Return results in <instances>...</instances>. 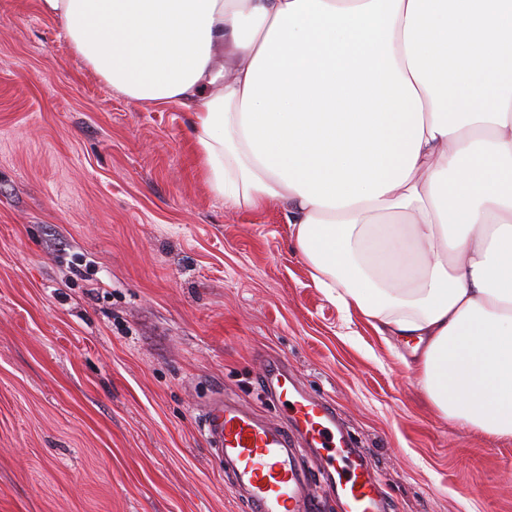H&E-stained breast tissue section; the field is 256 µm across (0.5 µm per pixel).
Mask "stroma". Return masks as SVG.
Masks as SVG:
<instances>
[{
  "label": "stroma",
  "instance_id": "35a3bbf8",
  "mask_svg": "<svg viewBox=\"0 0 512 512\" xmlns=\"http://www.w3.org/2000/svg\"><path fill=\"white\" fill-rule=\"evenodd\" d=\"M188 116L111 90L36 0H0V512H244L217 393L285 360L370 456L385 512H512V441L445 419L316 288L277 204L225 208Z\"/></svg>",
  "mask_w": 512,
  "mask_h": 512
}]
</instances>
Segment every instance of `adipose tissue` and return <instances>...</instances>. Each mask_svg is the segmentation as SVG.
<instances>
[{
    "instance_id": "obj_1",
    "label": "adipose tissue",
    "mask_w": 512,
    "mask_h": 512,
    "mask_svg": "<svg viewBox=\"0 0 512 512\" xmlns=\"http://www.w3.org/2000/svg\"><path fill=\"white\" fill-rule=\"evenodd\" d=\"M115 91L190 116L232 210L414 345L439 413L512 440V0H38Z\"/></svg>"
}]
</instances>
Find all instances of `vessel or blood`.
I'll list each match as a JSON object with an SVG mask.
<instances>
[{
	"instance_id": "obj_1",
	"label": "vessel or blood",
	"mask_w": 512,
	"mask_h": 512,
	"mask_svg": "<svg viewBox=\"0 0 512 512\" xmlns=\"http://www.w3.org/2000/svg\"><path fill=\"white\" fill-rule=\"evenodd\" d=\"M261 393L284 422L261 417L240 400L216 394L202 432L246 512H320L330 489L343 512H381V487L364 448L346 436L333 408L296 386L265 358Z\"/></svg>"
}]
</instances>
